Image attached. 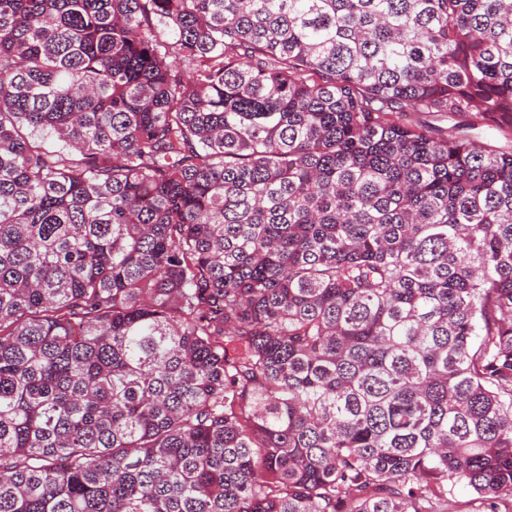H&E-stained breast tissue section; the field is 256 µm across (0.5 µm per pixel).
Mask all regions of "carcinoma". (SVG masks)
<instances>
[{"label":"carcinoma","mask_w":512,"mask_h":512,"mask_svg":"<svg viewBox=\"0 0 512 512\" xmlns=\"http://www.w3.org/2000/svg\"><path fill=\"white\" fill-rule=\"evenodd\" d=\"M512 0H0V512L512 500ZM427 120L437 126L440 127L442 130V133L445 135H457L458 133V127L456 126L457 122L464 121V120H472L475 124H477V127H479L477 130H474L473 132H479L480 135L484 138H486L488 141H490L494 145H503L505 143V139L502 138L500 135H497L495 131L489 130L486 127H483L482 124L479 121H476V118H453L448 120H442V121H435L431 117H427ZM444 512H488L486 506L477 500V495L464 483H458L448 491V502Z\"/></svg>","instance_id":"carcinoma-1"}]
</instances>
